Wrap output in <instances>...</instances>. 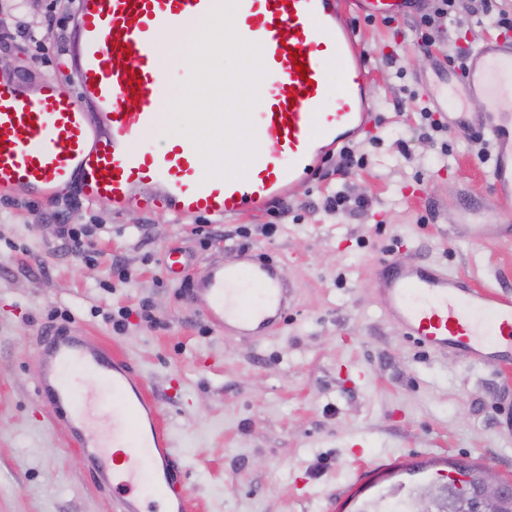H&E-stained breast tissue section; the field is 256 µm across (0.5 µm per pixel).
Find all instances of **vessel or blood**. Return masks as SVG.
Listing matches in <instances>:
<instances>
[{
	"label": "vessel or blood",
	"mask_w": 512,
	"mask_h": 512,
	"mask_svg": "<svg viewBox=\"0 0 512 512\" xmlns=\"http://www.w3.org/2000/svg\"><path fill=\"white\" fill-rule=\"evenodd\" d=\"M215 2L77 0L80 100L53 83L32 100L14 80L0 79V190L49 199L78 177L87 200L107 201L116 212L157 203L184 218L264 213L374 121L354 19L405 18L422 0H238L235 31L260 45L266 74L251 115L257 154L245 177L233 180L207 177L184 137L169 138L159 152L136 148L162 122L158 37L206 18ZM294 52L303 55L306 74L294 68ZM441 82L445 91L433 104L452 128L469 125L459 91L485 101L482 128L494 149L489 188L499 204L511 205L512 40L483 42L462 75L447 70ZM374 275L386 314L415 344L473 365L512 361L511 294L396 256L379 260ZM194 282L210 323L241 337H265L292 305L293 283L264 253L246 250L240 264L206 266ZM73 369L111 392L110 437L93 428L88 396L66 377ZM37 390L82 449L95 483L119 490L114 512H189L172 438L127 361L72 328L57 329L43 341Z\"/></svg>",
	"instance_id": "b4317fda"
}]
</instances>
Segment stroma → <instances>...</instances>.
<instances>
[{
	"label": "stroma",
	"instance_id": "stroma-1",
	"mask_svg": "<svg viewBox=\"0 0 512 512\" xmlns=\"http://www.w3.org/2000/svg\"><path fill=\"white\" fill-rule=\"evenodd\" d=\"M458 0L434 46L421 51L415 18L359 21L377 116L351 142L363 166L324 162L299 195L259 216L210 220L162 208L113 211L79 183L44 200L0 191V512H111L89 463L35 386L42 337L74 326L139 370L169 429L190 512H359L406 499L456 463L512 478V369L427 352L384 313L379 259L431 263L479 287L512 293V237L497 228L490 162L462 131L421 136L423 94L448 54L498 30ZM76 0H0V76L25 94L78 85L72 60ZM166 67L161 112L190 78L188 41L159 38ZM404 140L407 152L395 143ZM362 199L329 210V195ZM85 228L68 253L58 227ZM249 248L272 256L295 285L287 319L262 340L215 330L166 252L193 272ZM126 311L122 330L112 318Z\"/></svg>",
	"mask_w": 512,
	"mask_h": 512
}]
</instances>
